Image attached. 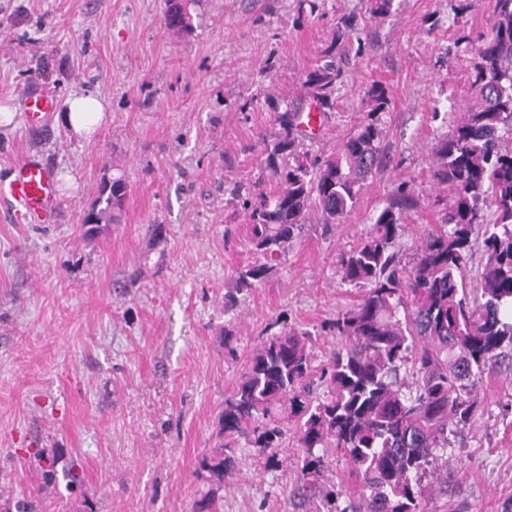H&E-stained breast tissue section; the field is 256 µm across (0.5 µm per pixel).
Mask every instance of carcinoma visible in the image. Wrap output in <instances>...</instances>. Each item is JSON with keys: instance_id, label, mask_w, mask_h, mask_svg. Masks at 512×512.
<instances>
[{"instance_id": "cac0c4a2", "label": "carcinoma", "mask_w": 512, "mask_h": 512, "mask_svg": "<svg viewBox=\"0 0 512 512\" xmlns=\"http://www.w3.org/2000/svg\"><path fill=\"white\" fill-rule=\"evenodd\" d=\"M191 0H167L176 28L190 26ZM394 0H367L374 19L390 14ZM356 25L340 21L336 41L301 88L325 115L336 107L338 84ZM468 80L472 96L460 118L444 113L450 130L432 148V176L449 191L440 227L429 232L409 267L393 244L414 206L412 193L397 188L374 216L359 245L339 254L342 281L363 289L359 303L336 317L337 339L327 363L315 370L313 333L292 327L270 336L253 353L231 395L224 400L221 433L250 436L249 443L277 460L285 430L273 416L287 409V424L302 448L297 468L301 495L331 503L336 491L318 483L329 468L328 449L344 458L354 492L340 512H425L422 476L443 484L433 466L450 436L479 414L483 379L502 368L512 372V0H495L490 34L478 46ZM371 109L340 154L324 159L304 151L301 100L275 114L279 126L264 168L277 183L269 197L257 193L249 210L253 262L234 272L235 290L263 283L300 237L311 208L325 231L355 206L357 186L384 163L377 114L389 99L383 87L367 91ZM121 176L104 181L84 218L85 235L115 219L126 197ZM485 262L476 288H467L476 242ZM412 375L404 390L401 370ZM237 467V448L223 443L199 462L208 490L192 512H217L224 478Z\"/></svg>"}]
</instances>
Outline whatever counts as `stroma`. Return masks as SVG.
Returning <instances> with one entry per match:
<instances>
[{
  "label": "stroma",
  "mask_w": 512,
  "mask_h": 512,
  "mask_svg": "<svg viewBox=\"0 0 512 512\" xmlns=\"http://www.w3.org/2000/svg\"><path fill=\"white\" fill-rule=\"evenodd\" d=\"M367 0H192V27L168 31L165 0H0V182L25 157L59 176L52 222L34 224L0 196V500L28 512H191L206 482L198 462L220 442L218 417L262 339L291 327L313 332L316 364L334 347L328 326L361 289L343 283L340 251L355 248L398 186L413 190L394 248L411 263L441 222L447 193L431 177V147L446 132L433 109L470 96L467 70L493 0H395L371 20ZM354 15L365 52L347 76L307 151L340 150L382 84L379 115L387 163L360 185L332 234L311 216L301 239L257 288L225 309L237 267L254 261L250 226L231 190L261 185L267 145L336 23ZM33 86L58 102L96 94L109 103L91 140L73 137L52 112L37 131L20 102ZM124 176L117 223L94 238L81 229L103 179ZM152 224L166 228L153 244ZM485 411L452 450L447 487L428 512L466 502L504 512L512 502V375L479 388ZM286 435L270 466L245 440L239 469L219 493V512H324L301 503ZM54 463L47 478L43 460ZM79 474L80 491L55 480Z\"/></svg>",
  "instance_id": "obj_1"
}]
</instances>
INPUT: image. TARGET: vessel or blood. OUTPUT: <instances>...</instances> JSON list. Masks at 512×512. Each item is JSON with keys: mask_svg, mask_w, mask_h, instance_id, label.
Segmentation results:
<instances>
[{"mask_svg": "<svg viewBox=\"0 0 512 512\" xmlns=\"http://www.w3.org/2000/svg\"><path fill=\"white\" fill-rule=\"evenodd\" d=\"M57 107L53 93L31 87L23 97V117L29 129L43 127ZM0 194L7 196L17 212L31 222L48 223L59 205V192L52 168L42 159L29 156L19 162L10 177L0 184Z\"/></svg>", "mask_w": 512, "mask_h": 512, "instance_id": "obj_1", "label": "vessel or blood"}]
</instances>
